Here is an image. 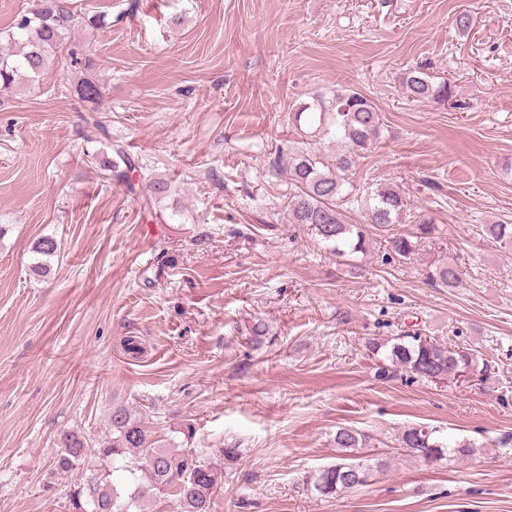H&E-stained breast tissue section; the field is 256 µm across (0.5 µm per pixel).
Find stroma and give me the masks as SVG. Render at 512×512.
<instances>
[{"label":"stroma","mask_w":512,"mask_h":512,"mask_svg":"<svg viewBox=\"0 0 512 512\" xmlns=\"http://www.w3.org/2000/svg\"><path fill=\"white\" fill-rule=\"evenodd\" d=\"M92 4L104 26L71 39L98 64L110 139L84 122L78 72L0 95V512H66L61 435L97 437L121 404L222 470L212 512H512V447L486 445L512 433V251L483 233L512 220V0ZM416 66L451 79L464 109L407 101ZM339 86L385 122L355 184L397 185L434 219L410 259L375 244L349 262L285 219L272 164L300 140L288 114ZM113 140L141 186L170 181L158 216L86 165ZM45 235L62 252L41 281L29 265ZM446 260L461 287L425 281ZM257 318L253 347L237 328ZM414 330L474 350L487 381L377 377L368 340ZM414 424L484 450L399 456L335 498L299 489L335 462L338 427L391 447Z\"/></svg>","instance_id":"stroma-1"}]
</instances>
